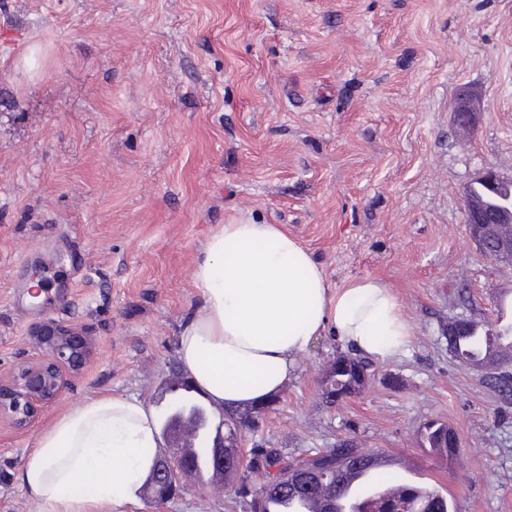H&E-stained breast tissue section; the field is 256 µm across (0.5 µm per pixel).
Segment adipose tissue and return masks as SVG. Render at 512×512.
Listing matches in <instances>:
<instances>
[{
	"mask_svg": "<svg viewBox=\"0 0 512 512\" xmlns=\"http://www.w3.org/2000/svg\"><path fill=\"white\" fill-rule=\"evenodd\" d=\"M192 280L199 310L179 333L180 361L228 410L282 392L296 357L326 329L381 361L412 335L391 288L374 278L329 288L311 253L277 224L218 225ZM160 445L142 401L93 396L39 436L20 483L40 512H132Z\"/></svg>",
	"mask_w": 512,
	"mask_h": 512,
	"instance_id": "obj_1",
	"label": "adipose tissue"
}]
</instances>
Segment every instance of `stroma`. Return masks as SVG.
Masks as SVG:
<instances>
[{
	"instance_id": "35a3bbf8",
	"label": "stroma",
	"mask_w": 512,
	"mask_h": 512,
	"mask_svg": "<svg viewBox=\"0 0 512 512\" xmlns=\"http://www.w3.org/2000/svg\"><path fill=\"white\" fill-rule=\"evenodd\" d=\"M469 89L465 135L453 108ZM489 168L512 176V0H0V380L39 358L43 320L93 339L58 401L0 420V512H38L19 474L64 411L103 393L159 411L185 375L194 263L239 221L281 225L330 288L379 279L413 327L333 407L325 368L351 349L319 337L245 451L347 439L405 458L458 512H512V404L448 349L451 317L491 321L512 297V263L465 224ZM433 421L458 433L456 457L422 446ZM238 486L188 479L139 512H243ZM453 112L454 123L460 131H473L478 112L477 95L470 93L462 98L459 103H456Z\"/></svg>"
}]
</instances>
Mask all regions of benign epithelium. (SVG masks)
I'll return each instance as SVG.
<instances>
[{
    "instance_id": "1",
    "label": "benign epithelium",
    "mask_w": 512,
    "mask_h": 512,
    "mask_svg": "<svg viewBox=\"0 0 512 512\" xmlns=\"http://www.w3.org/2000/svg\"><path fill=\"white\" fill-rule=\"evenodd\" d=\"M478 112L477 95L470 93L454 107V123L462 132L474 130ZM487 188L500 192L512 187V177L502 176L490 168L478 179ZM466 191L465 217L470 237L479 251L494 258L512 261V235L504 234L500 225L512 224V209L492 208L484 197ZM36 337L45 354L22 364L9 386L0 384V416L5 414L15 423L24 425L41 405L54 402L69 385L68 375L76 372L89 352L84 332L48 319L36 329ZM255 412L224 418L219 426L217 440L210 448L214 475H224V449L241 447V440L253 425ZM192 468L190 459L173 453L169 458L157 460L147 479L151 498L160 501L182 488V475Z\"/></svg>"
}]
</instances>
